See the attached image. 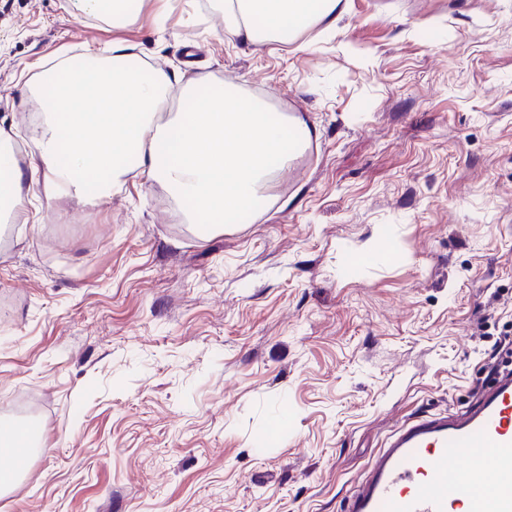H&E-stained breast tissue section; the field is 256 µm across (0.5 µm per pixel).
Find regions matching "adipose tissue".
I'll use <instances>...</instances> for the list:
<instances>
[{
  "label": "adipose tissue",
  "instance_id": "adipose-tissue-1",
  "mask_svg": "<svg viewBox=\"0 0 512 512\" xmlns=\"http://www.w3.org/2000/svg\"><path fill=\"white\" fill-rule=\"evenodd\" d=\"M142 3L69 0L75 17L116 29L134 23ZM223 8L226 28L258 47L295 42L314 28L335 30L344 12L343 0H224ZM176 86L182 110L161 119ZM31 95L45 120L27 166L0 134V213L41 191L93 205L143 176L163 183L191 223L212 231L253 223L278 175L314 136L301 116L270 111L235 84L150 69L120 42L104 58L92 50L61 56Z\"/></svg>",
  "mask_w": 512,
  "mask_h": 512
}]
</instances>
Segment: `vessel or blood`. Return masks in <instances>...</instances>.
Wrapping results in <instances>:
<instances>
[{
    "label": "vessel or blood",
    "instance_id": "1",
    "mask_svg": "<svg viewBox=\"0 0 512 512\" xmlns=\"http://www.w3.org/2000/svg\"><path fill=\"white\" fill-rule=\"evenodd\" d=\"M487 461L490 478L472 486L466 473ZM512 512V372L504 371L456 413L399 426L369 464L346 512Z\"/></svg>",
    "mask_w": 512,
    "mask_h": 512
}]
</instances>
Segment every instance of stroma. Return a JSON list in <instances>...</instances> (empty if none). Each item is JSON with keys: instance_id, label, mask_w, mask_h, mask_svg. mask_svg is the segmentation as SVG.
I'll list each match as a JSON object with an SVG mask.
<instances>
[{"instance_id": "obj_1", "label": "stroma", "mask_w": 512, "mask_h": 512, "mask_svg": "<svg viewBox=\"0 0 512 512\" xmlns=\"http://www.w3.org/2000/svg\"><path fill=\"white\" fill-rule=\"evenodd\" d=\"M344 6L257 49L216 0L121 30L0 0V130L25 148L39 70L116 39L318 132L221 234L142 177L95 207L25 201L0 248V422L44 439L0 512H344L397 425L475 404L512 334V0Z\"/></svg>"}]
</instances>
